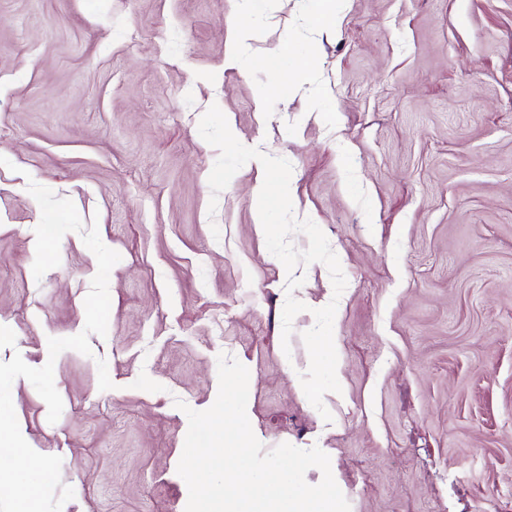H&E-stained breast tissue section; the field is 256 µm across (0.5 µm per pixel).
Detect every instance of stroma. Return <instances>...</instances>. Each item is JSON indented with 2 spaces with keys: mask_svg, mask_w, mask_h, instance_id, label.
Masks as SVG:
<instances>
[{
  "mask_svg": "<svg viewBox=\"0 0 512 512\" xmlns=\"http://www.w3.org/2000/svg\"><path fill=\"white\" fill-rule=\"evenodd\" d=\"M317 11L0 0V359L39 368L49 338L80 333L98 268L69 232L34 278L29 182L121 256L106 336L54 359L59 420L27 379L11 388L28 444L62 459V512H185L184 410L210 407L222 354L249 370L264 448L319 447L351 512H512V0H337L331 28ZM214 105L291 163L294 217L327 237L341 296L320 262L287 292L256 229L260 163L212 194ZM290 294L307 309L286 340ZM332 302L327 421L300 376Z\"/></svg>",
  "mask_w": 512,
  "mask_h": 512,
  "instance_id": "stroma-1",
  "label": "stroma"
}]
</instances>
